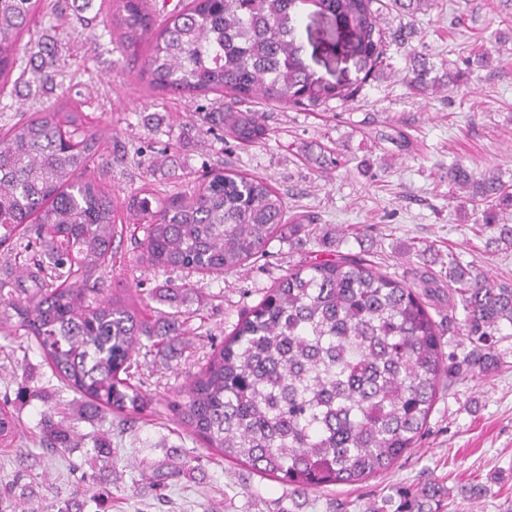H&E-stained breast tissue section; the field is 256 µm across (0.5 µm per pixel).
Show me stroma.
I'll return each mask as SVG.
<instances>
[{
	"label": "stroma",
	"mask_w": 512,
	"mask_h": 512,
	"mask_svg": "<svg viewBox=\"0 0 512 512\" xmlns=\"http://www.w3.org/2000/svg\"><path fill=\"white\" fill-rule=\"evenodd\" d=\"M56 2L44 0L27 35L34 43L56 41L55 80L41 84L26 74L1 90L0 128L65 101L80 107L90 128L104 131L90 175L117 196L145 187L174 193L221 166L271 180L289 214L305 216L316 232L298 241L276 238L268 257L233 274L205 276L138 263L143 227L126 225L111 264L99 274V294L152 316L169 308L156 288L187 289L180 305L188 317L185 347L170 360L147 345L135 354L131 382L153 396L155 406L137 415L130 429L110 427L117 455L104 478L84 449L40 448L42 415L76 395L53 377L36 345L0 330V402L12 401L20 423L15 443L0 444V488L34 487L25 512H57L73 490L98 481L112 497L101 508L88 504L85 512H371L431 483L452 491L444 512H505L512 504V335L500 337V365L487 379L465 372L449 378L405 460L366 481L299 498L207 447L179 422L172 404L241 316L297 265L361 257L418 290L426 275L439 290L429 302L437 311L448 307L449 257L512 285V241L501 240L497 227L482 226L477 214L448 196L454 162L473 173L495 170L512 183V0H443L439 7L384 11L387 34L422 55L433 76L444 81L449 72H464L460 85L432 95L405 82L404 51L393 52L388 68L364 75L355 58L324 40L329 19L302 6L297 38L310 69L360 90L353 100H333L316 112L255 101L254 109L268 113L271 132L248 147L208 131L209 98L145 91L112 43L106 0H92L82 11L56 9ZM481 47L493 48L492 65H466ZM323 151L337 154V170L320 169L316 158ZM22 385L27 398L21 403L15 396ZM179 459L189 462L191 474L168 475L169 463ZM476 484L486 494L464 498Z\"/></svg>",
	"instance_id": "obj_1"
}]
</instances>
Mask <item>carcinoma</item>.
<instances>
[{"instance_id":"obj_1","label":"carcinoma","mask_w":512,"mask_h":512,"mask_svg":"<svg viewBox=\"0 0 512 512\" xmlns=\"http://www.w3.org/2000/svg\"><path fill=\"white\" fill-rule=\"evenodd\" d=\"M305 0H179L160 15L157 0H109L112 39L124 55L143 58L146 90L186 98L214 96L211 124L243 146L266 139V116L248 104L260 98L314 111L348 101L352 84H322L297 42ZM318 13L351 23L352 45L364 55L365 76L388 65L381 0H311ZM41 0H0V88L28 46ZM408 84L436 91L425 59L406 51ZM102 134L80 112L41 109L0 132V247L36 231L52 242L50 268L31 258L24 299L0 294V329L33 342L52 375L80 395L76 416L43 415L39 444L54 451L85 445L75 427L108 412L140 413L152 399L120 377L143 340L170 345L180 312L151 321L125 302L88 301L89 283L112 260L125 224L147 225L138 260L154 269L212 274L238 271L268 254L272 240L312 233L288 217L271 181L213 168L193 192L163 195L141 189L124 199L88 177ZM448 193L466 192L482 223L512 213V185L486 171L448 167ZM377 271L362 258L339 255L299 265L274 282L185 386L183 422L224 458L270 476L292 492L361 482L392 468L416 447L445 379L466 367L478 378L497 365L494 338L512 331V288L497 285L448 257V316L437 321L425 296ZM463 314L470 350L459 362L446 352V330ZM18 436V420L0 408V442ZM90 462L108 465L106 434L91 439ZM88 486L58 512H84ZM394 512H432L403 494Z\"/></svg>"}]
</instances>
